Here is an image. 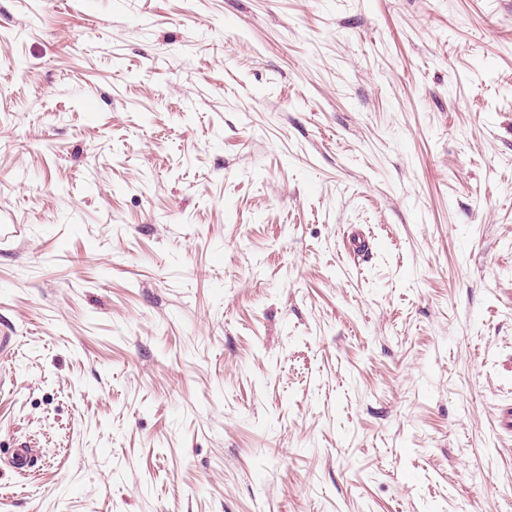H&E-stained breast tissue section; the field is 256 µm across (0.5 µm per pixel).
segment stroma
Masks as SVG:
<instances>
[{
	"label": "stroma",
	"instance_id": "1",
	"mask_svg": "<svg viewBox=\"0 0 512 512\" xmlns=\"http://www.w3.org/2000/svg\"><path fill=\"white\" fill-rule=\"evenodd\" d=\"M2 224L0 512H512V0H0Z\"/></svg>",
	"mask_w": 512,
	"mask_h": 512
}]
</instances>
